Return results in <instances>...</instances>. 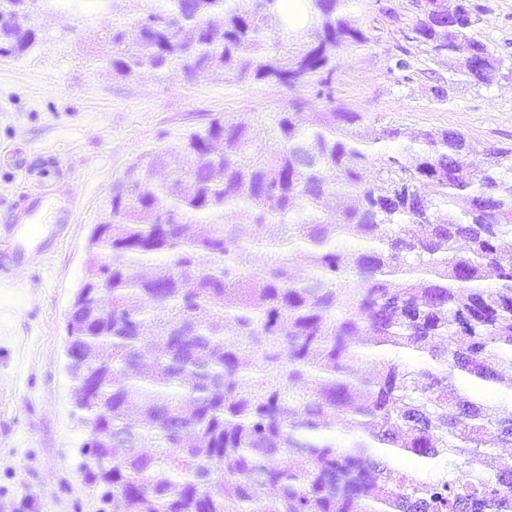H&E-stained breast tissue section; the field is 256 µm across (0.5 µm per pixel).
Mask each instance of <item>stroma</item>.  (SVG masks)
Listing matches in <instances>:
<instances>
[{
    "instance_id": "stroma-1",
    "label": "stroma",
    "mask_w": 512,
    "mask_h": 512,
    "mask_svg": "<svg viewBox=\"0 0 512 512\" xmlns=\"http://www.w3.org/2000/svg\"><path fill=\"white\" fill-rule=\"evenodd\" d=\"M474 34L500 49L512 42V0H486ZM144 0H52L35 10V50L0 57V211L25 188L63 182L79 211L64 235L42 227L22 241L21 273L0 285V512H122L85 478L86 425L71 406L65 322L85 278V247L111 210L127 167L186 130L228 113L242 122L286 108L293 91L270 81L228 84L220 72L185 80L178 69L120 77L97 61L103 36L134 33ZM374 28L366 47L339 52L344 103L412 129H448L483 145L512 146V77L488 87L457 85L448 100L427 94V71L446 62L420 55L422 73L398 83L388 70L398 26L371 0L355 12ZM151 167V166H150Z\"/></svg>"
}]
</instances>
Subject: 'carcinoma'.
<instances>
[{"label": "carcinoma", "mask_w": 512, "mask_h": 512, "mask_svg": "<svg viewBox=\"0 0 512 512\" xmlns=\"http://www.w3.org/2000/svg\"><path fill=\"white\" fill-rule=\"evenodd\" d=\"M357 2L307 0L285 43L283 0H157L135 37H110L121 76L222 71L321 104L308 126L297 100L253 125L215 118L153 153L192 156L189 179L136 164L112 187L64 352L88 480L125 512H512V461L487 441L512 447L491 403L512 396V147L344 108L336 53L371 40ZM36 6L0 0L8 55L36 47ZM374 6L409 31L389 66L403 83L418 54L466 49L434 101L502 73L473 35L487 6Z\"/></svg>", "instance_id": "obj_1"}]
</instances>
